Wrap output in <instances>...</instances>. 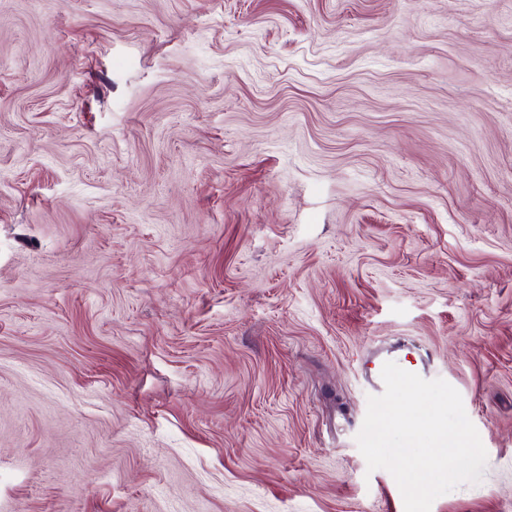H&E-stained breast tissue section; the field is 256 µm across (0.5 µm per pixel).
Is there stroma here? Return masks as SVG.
Wrapping results in <instances>:
<instances>
[{
	"mask_svg": "<svg viewBox=\"0 0 512 512\" xmlns=\"http://www.w3.org/2000/svg\"><path fill=\"white\" fill-rule=\"evenodd\" d=\"M403 341L512 512V0H0V512H404ZM393 361L402 369L416 373L427 378V366L428 360L420 358L416 359L411 355L410 352H404L403 350H392L387 351L386 354L378 356L373 361V367L370 368L371 378L373 380V387L375 388L378 395L384 391V383L381 378V370L385 362Z\"/></svg>",
	"mask_w": 512,
	"mask_h": 512,
	"instance_id": "stroma-1",
	"label": "stroma"
}]
</instances>
